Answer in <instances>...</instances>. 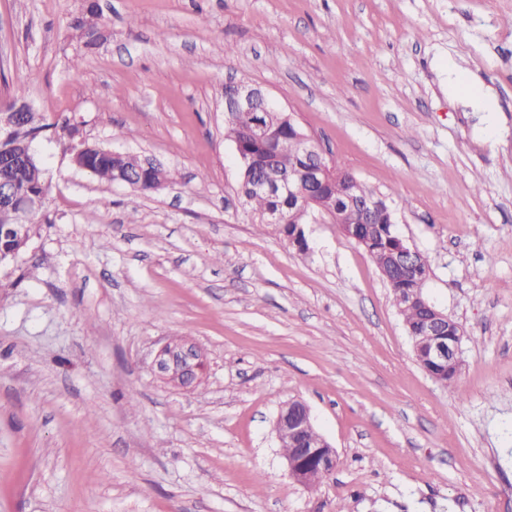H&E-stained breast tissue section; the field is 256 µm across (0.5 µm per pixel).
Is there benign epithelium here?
I'll return each mask as SVG.
<instances>
[{
	"instance_id": "benign-epithelium-1",
	"label": "benign epithelium",
	"mask_w": 512,
	"mask_h": 512,
	"mask_svg": "<svg viewBox=\"0 0 512 512\" xmlns=\"http://www.w3.org/2000/svg\"><path fill=\"white\" fill-rule=\"evenodd\" d=\"M227 95L224 96V119H233L243 133L255 140L266 142L269 153L277 152L276 141L269 136L272 126L285 119L295 125L291 115H286L270 105L267 109H257L255 100L259 88L241 81H228L224 84ZM25 109L17 107L9 111L0 110V140H9L18 128ZM296 138L302 147L305 165L288 173L274 168L266 169L260 178H252L250 189L255 193L273 197H287L305 187L312 194L309 201L314 205L308 214V221L317 220L322 211L315 209L318 200L313 193L319 187L336 177L333 162L327 157L320 144L301 128H296ZM36 159L31 142H26L22 150L16 153H0V169H13L31 165ZM17 208L27 211L33 203L22 200L16 194L13 185L0 179V207ZM418 250L408 242L391 255L394 268L410 267L417 263ZM426 279L401 294L400 301L405 305L415 304L422 310L419 333L408 332L412 339L413 353L418 354L429 366L444 365L460 359V344L463 330L459 324L431 303L423 293ZM157 375L180 386L188 387L201 382L206 372V363L201 352L192 344L176 340L167 343L158 352L155 360ZM313 428L310 410L300 400H292L281 406L275 422L274 432L278 443H288L291 452L284 456L290 475L300 484L313 487L336 467V451L323 442L320 448L307 447L306 435Z\"/></svg>"
}]
</instances>
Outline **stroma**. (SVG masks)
Wrapping results in <instances>:
<instances>
[{"label": "stroma", "mask_w": 512, "mask_h": 512, "mask_svg": "<svg viewBox=\"0 0 512 512\" xmlns=\"http://www.w3.org/2000/svg\"><path fill=\"white\" fill-rule=\"evenodd\" d=\"M0 73L173 173L143 193L35 141L48 191L0 268V512H512V0H0ZM231 79L387 196L463 329L452 384L329 218L304 254L256 232ZM176 339L196 387L154 371ZM295 398L336 450L313 488L273 432ZM95 18V11L90 9L86 14L76 16L71 23L72 29L77 32L86 48L95 47L99 40L97 35L99 27ZM176 359H179L181 365L177 370ZM154 365L160 378L184 387L201 382L206 372V363L201 352L193 344L183 340L172 341L162 347Z\"/></svg>", "instance_id": "stroma-1"}]
</instances>
